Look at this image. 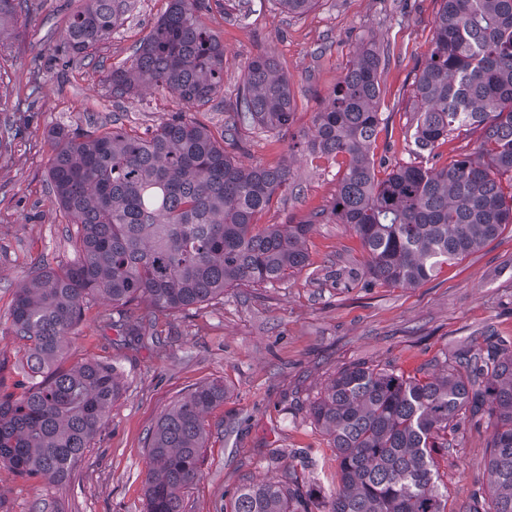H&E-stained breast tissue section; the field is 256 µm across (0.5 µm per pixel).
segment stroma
<instances>
[{"instance_id":"35a3bbf8","label":"stroma","mask_w":512,"mask_h":512,"mask_svg":"<svg viewBox=\"0 0 512 512\" xmlns=\"http://www.w3.org/2000/svg\"><path fill=\"white\" fill-rule=\"evenodd\" d=\"M18 35L0 40V120L21 134L0 151V385L21 393L25 341L11 332L16 287L36 268L60 269L78 253L68 218L48 179L49 131L87 120L131 134L155 128L183 105L176 95L142 88L115 101L107 77L131 56L167 0H129L123 25L92 57L65 61L60 49L70 16L83 0H32ZM201 20L224 43V100L199 112L214 138L255 57L269 55L287 75L293 117L287 131H242L235 155L246 166L290 161L292 192L275 196L262 224H311L308 261L271 285L229 287L218 301L157 313L153 335L132 341L103 328L112 305L90 301L65 340L63 366L104 361L122 390L84 457L65 482L19 478L0 463V512H145L147 445L164 413L198 385L218 382L224 400L205 416L202 477L184 495L185 512H226L238 487L294 469L322 495L335 491L336 450L310 416L325 384L343 367L365 364L406 375L436 371L444 357L487 340L512 345V229L442 267L430 281L394 287L366 273L367 253L345 224H312L330 208L346 157L310 153L305 142L316 112L366 45L382 59L383 122L371 150L377 177L411 162L414 83L431 47L441 0H318L306 14L276 0H208ZM455 448L439 456L447 512H463L487 492L491 431L454 425Z\"/></svg>"}]
</instances>
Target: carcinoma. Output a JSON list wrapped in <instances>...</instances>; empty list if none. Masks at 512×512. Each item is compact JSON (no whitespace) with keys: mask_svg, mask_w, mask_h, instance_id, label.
<instances>
[{"mask_svg":"<svg viewBox=\"0 0 512 512\" xmlns=\"http://www.w3.org/2000/svg\"><path fill=\"white\" fill-rule=\"evenodd\" d=\"M295 15L316 0H277ZM29 0H0V32L28 12ZM205 0H169L131 57L112 67L110 93L141 84L175 93L186 107L145 135L122 129L52 131L49 177L79 259L44 269L17 291L12 332L29 343L26 365L40 380L15 395L0 390V462L23 479L62 483L83 458L121 393L116 367L101 361L61 369L66 336L84 305L101 297L117 317L101 323L128 336L153 329L157 312L209 302L224 289L273 284L305 265L312 223L265 224L285 166L236 161L240 131L288 129L293 97L273 59L257 57L216 140L196 113L224 98V43L201 21ZM126 0H86L73 16L63 56L84 59L123 24ZM381 55L363 50L316 114L313 153L349 157L330 211L316 221L349 225L368 253L367 272L394 286L431 279L442 265L512 226V0H442L416 80L411 152H432L459 130L480 132L475 155L437 170L406 164L376 177L370 150L382 123L377 104ZM148 302L143 312L134 310ZM224 401V386L201 384L174 403L149 438L146 512H184L182 493L202 476L203 415ZM336 448L340 488L325 506L288 469L246 484L231 512H445L448 488L436 455L456 447L459 416L493 427L488 470L492 506L474 498L465 512H512V351L497 343L443 362L436 377L356 364L339 370L312 404Z\"/></svg>","mask_w":512,"mask_h":512,"instance_id":"cac0c4a2","label":"carcinoma"}]
</instances>
